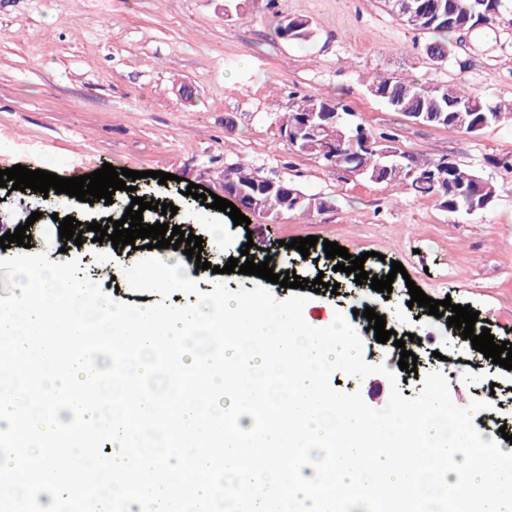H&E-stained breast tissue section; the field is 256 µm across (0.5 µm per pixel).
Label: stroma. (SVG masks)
Returning <instances> with one entry per match:
<instances>
[{
  "mask_svg": "<svg viewBox=\"0 0 512 512\" xmlns=\"http://www.w3.org/2000/svg\"><path fill=\"white\" fill-rule=\"evenodd\" d=\"M226 16L222 0H0V169L20 164L77 177L109 163L141 172L138 190L176 205L175 225L203 239L210 269L185 266L199 292L224 282L231 291L263 285L262 278L222 268L241 255L246 227L227 213L182 211L189 184L220 193L224 170L239 164L326 197L328 209L289 213L267 226L278 273L324 277L327 288L305 289L307 313L325 320L341 312L353 320L362 302L376 304L397 335L427 337L417 373L400 369L393 344L363 345L366 362H383L398 376L403 397H415L428 371L442 372L451 395L494 398L496 425L512 435V370L491 367L445 318L410 306L407 281L435 300L467 305L486 320L495 343L512 342V124L480 134L414 123L366 90L381 75L457 85L482 98L512 102V7L501 6L490 25L458 37L447 62L430 60L429 37L393 14L384 0H240ZM304 16L315 37L307 46L278 40V17ZM190 87L191 101L181 90ZM315 95L350 105L356 122L396 137L399 151L421 160L448 158L479 172L497 189L477 215L451 214L434 198L361 179L296 151L280 136V120L297 96ZM169 173L159 183L155 172ZM124 195L112 205L69 198L36 221L31 253L77 260L82 273L98 270L109 296L145 307L154 292L133 291L126 268L144 258L131 246L113 250L61 239L60 219L120 218ZM316 236L309 257L286 248ZM365 256L375 274L400 262L390 294L354 287L334 272L323 243ZM338 293H331V285ZM435 359H428V352Z\"/></svg>",
  "mask_w": 512,
  "mask_h": 512,
  "instance_id": "obj_1",
  "label": "stroma"
}]
</instances>
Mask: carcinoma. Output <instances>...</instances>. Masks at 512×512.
Masks as SVG:
<instances>
[{
    "mask_svg": "<svg viewBox=\"0 0 512 512\" xmlns=\"http://www.w3.org/2000/svg\"><path fill=\"white\" fill-rule=\"evenodd\" d=\"M410 11L401 10L399 0H388L391 10L412 28L432 35L426 50H434L436 61L447 60L452 51L451 37L462 31L475 29L478 17L487 12H498L500 0H409ZM276 37L286 43L304 45L313 41L315 31L305 17H283L274 27ZM367 91L388 107L422 123L459 129L477 134L505 119L512 121V107L502 106L475 96L460 87L444 84H422L398 77L377 76L367 84ZM353 113L346 105L314 95L304 96L283 118L280 129L296 127L312 117L336 132V155L322 150V136L311 133L304 136L294 149L313 155L327 165H334L361 178L400 188L405 187L422 195L434 197L445 211L472 215L473 199L489 202L496 197L495 185L473 169L444 159L421 161L413 155L397 153L391 145L393 137L387 133L372 134L360 124L351 121ZM238 190L240 203L250 207L261 197L271 201L270 220L288 213L311 215L329 208L328 200L317 194H307L300 203H283L276 192H287L293 185L276 180L275 191L266 193L269 184L256 171L243 166L224 169Z\"/></svg>",
    "mask_w": 512,
    "mask_h": 512,
    "instance_id": "cac0c4a2",
    "label": "carcinoma"
}]
</instances>
